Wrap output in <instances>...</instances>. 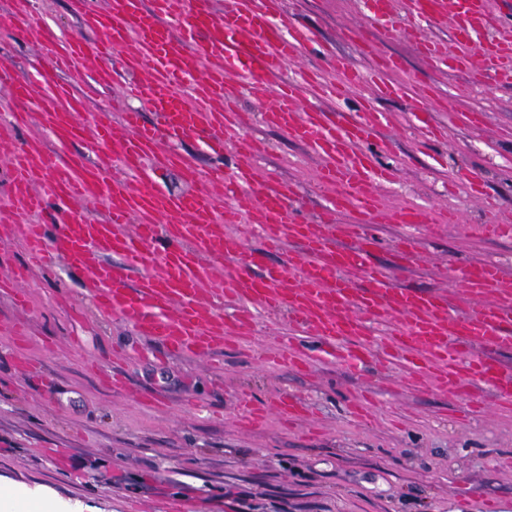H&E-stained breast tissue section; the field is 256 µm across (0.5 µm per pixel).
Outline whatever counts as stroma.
Returning a JSON list of instances; mask_svg holds the SVG:
<instances>
[{
	"label": "stroma",
	"instance_id": "35a3bbf8",
	"mask_svg": "<svg viewBox=\"0 0 512 512\" xmlns=\"http://www.w3.org/2000/svg\"><path fill=\"white\" fill-rule=\"evenodd\" d=\"M288 22L308 29L312 42L289 71L321 66L326 54L349 58L362 71L372 64L361 45L400 57L406 94L377 95L361 84L356 95L335 101L306 96L303 108L357 114L360 105L386 113L387 125L363 143L378 167L396 170L376 191L387 208L402 204L430 211L431 224L383 223L373 227L372 261L395 283L420 293L453 294L456 269L486 261L502 270L499 290L512 294V239H485L480 227L512 221V84L482 77L468 96L455 94L467 78L454 64L429 66L405 30L450 40V27H434L398 10L395 30L370 24L367 0H281ZM14 15L38 13L60 38L94 40L70 11L68 0H0ZM363 29L362 40L346 28ZM37 31L0 24V66L45 98L36 55ZM440 108L421 111V89ZM240 107L254 114L250 132L264 141L251 158L258 171L294 182L304 213L316 219L329 203L315 174L317 159L278 129L265 126L263 108L249 89ZM479 112V124L468 120ZM477 174L494 203L470 198L464 174ZM456 212L460 223L446 215ZM416 241L412 263L399 265L400 238ZM28 307L0 291V485L43 492L76 512H162L184 501L187 512H512V409L492 407L491 391L470 388L489 402L480 418H464L451 390L411 380L403 369L381 379L378 353L358 375L335 359L315 356L305 370L279 362L284 317L260 316L242 343H226L219 363L177 359L161 365L140 350L152 344L119 317L96 315L83 275L56 265L24 285ZM28 332L20 344L12 323ZM113 360L133 396L112 392L93 367ZM251 392L274 403L283 393L304 400L306 419L285 423L277 413L250 430L236 422L235 395ZM364 402L366 419L353 414ZM66 449L64 462L49 451Z\"/></svg>",
	"mask_w": 512,
	"mask_h": 512
}]
</instances>
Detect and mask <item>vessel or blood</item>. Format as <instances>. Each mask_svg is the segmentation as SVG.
<instances>
[{
	"label": "vessel or blood",
	"mask_w": 512,
	"mask_h": 512,
	"mask_svg": "<svg viewBox=\"0 0 512 512\" xmlns=\"http://www.w3.org/2000/svg\"><path fill=\"white\" fill-rule=\"evenodd\" d=\"M405 2L415 17L434 25L452 24L456 31L452 50L421 31L411 33L430 65L452 60L461 69L475 66L480 73L512 82L511 39L471 46L478 27L490 20L488 0H456L450 16L440 0ZM71 3L74 14L97 33L96 41L80 36L59 39L33 14L21 20L28 28L44 31L39 55L47 65L44 84L57 99L56 107L32 112L28 82L10 79L8 70L0 69V80L10 82L21 121L36 119L60 145L88 141L99 158L95 164L60 159L46 149L39 134L10 152L13 216L41 210L50 202L77 204L62 214L55 230L43 224L21 225L28 262L0 279V287L9 288L17 303L27 301L21 284L31 271L60 259L74 272L86 274L99 313L119 316L158 341L166 359L218 357L225 340L249 335L252 322L263 312L287 317L323 347L357 341V348L339 355L349 368H359L362 348L378 345L389 363L407 367L438 389L464 393L476 380L493 389L500 406L512 409V372L469 351L473 345L489 350L512 347V331L503 330L504 324H512V299L492 296L500 280L499 266L487 262L455 272L454 283L465 300L492 297L487 305L460 317L453 314L448 295L396 287L369 262L375 220L385 216L395 224H425L429 214L414 206L382 211L374 183L388 180L391 173L378 168L360 144L387 124L383 113L368 110L359 121L345 125L326 113L302 108L306 93L341 99L362 84L366 77L346 57L331 55L325 67L296 78L285 76L286 66L301 54L310 36L277 22L281 0H228L220 14L212 0H107L103 9L96 0ZM90 56L96 66L87 70L82 63ZM115 56L128 69L145 72V79L128 83L124 93L141 99L144 111L156 113L157 124H146L143 111L135 110L92 125L79 119L75 90L111 86L110 61ZM401 69L399 57L380 56L368 78L382 94H402L405 85L389 80ZM60 70L69 72V82L56 79ZM276 76L281 83L262 120L320 160L318 179L333 191L321 220L332 224L339 214H357V222L348 227L352 244L317 234L294 212V183L269 182L247 163L229 174L220 167L201 171L185 157L158 149L164 137L206 142L214 136L225 138L246 160L259 154L263 144L250 134V117L238 109L233 89L245 86L262 93ZM184 85L189 95L181 94ZM111 164L119 167V175L107 176ZM160 169L180 172L189 190L178 195L164 191L153 179ZM216 184L223 185L225 195L249 198L247 225H239L235 207L218 205L208 191ZM99 203L105 206V220H87L85 209ZM251 235L262 238L263 252L246 250ZM289 242L299 246V255L265 264V254L283 251ZM227 259L236 260V267L218 273V263ZM354 270L363 276L365 287L351 278ZM226 305L234 309L231 328L220 314ZM236 407L239 421L248 427L266 414L245 394Z\"/></svg>",
	"instance_id": "obj_1"
}]
</instances>
